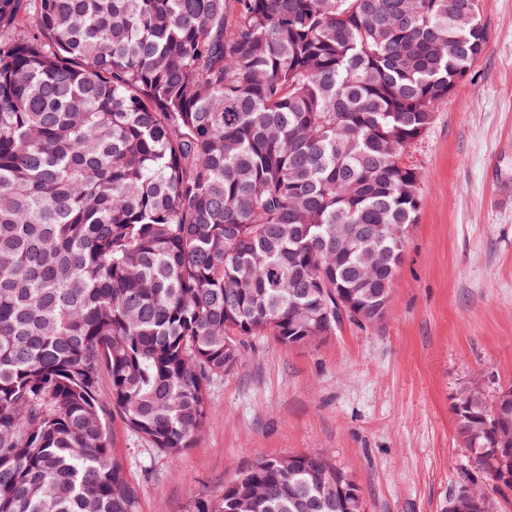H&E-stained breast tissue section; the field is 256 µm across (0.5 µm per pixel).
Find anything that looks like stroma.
<instances>
[{"instance_id": "obj_1", "label": "stroma", "mask_w": 512, "mask_h": 512, "mask_svg": "<svg viewBox=\"0 0 512 512\" xmlns=\"http://www.w3.org/2000/svg\"><path fill=\"white\" fill-rule=\"evenodd\" d=\"M481 5L485 54L407 151L421 207L385 318L305 346L249 338L177 464L110 420L139 512H186L258 459L297 453L350 475L365 512H446L466 464L454 394L512 385V0Z\"/></svg>"}]
</instances>
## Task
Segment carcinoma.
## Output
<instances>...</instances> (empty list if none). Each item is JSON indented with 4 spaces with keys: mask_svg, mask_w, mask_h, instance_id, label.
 I'll list each match as a JSON object with an SVG mask.
<instances>
[{
    "mask_svg": "<svg viewBox=\"0 0 512 512\" xmlns=\"http://www.w3.org/2000/svg\"><path fill=\"white\" fill-rule=\"evenodd\" d=\"M459 3L0 0V512H138L110 417L174 463L245 338L385 317L407 149L489 43ZM466 402L464 485L505 496ZM338 481L265 458L187 512H363ZM381 229L379 224H354V226L342 224L339 228V236L348 246L356 248L364 240L377 236Z\"/></svg>",
    "mask_w": 512,
    "mask_h": 512,
    "instance_id": "cac0c4a2",
    "label": "carcinoma"
}]
</instances>
